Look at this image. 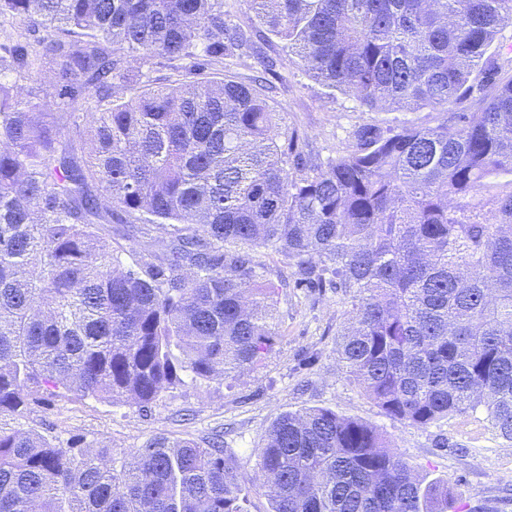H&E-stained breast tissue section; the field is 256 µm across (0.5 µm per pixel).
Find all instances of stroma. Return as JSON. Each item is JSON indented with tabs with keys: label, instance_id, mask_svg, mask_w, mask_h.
I'll return each instance as SVG.
<instances>
[{
	"label": "stroma",
	"instance_id": "stroma-1",
	"mask_svg": "<svg viewBox=\"0 0 512 512\" xmlns=\"http://www.w3.org/2000/svg\"><path fill=\"white\" fill-rule=\"evenodd\" d=\"M263 50L275 62L268 79L278 110L320 157L353 150L355 133L365 125L434 121L427 110L367 111L353 97L309 78L280 45ZM112 243L126 267L140 253L164 255L169 245L152 224L113 225ZM250 254L264 279L281 286L279 335L263 366L233 380L186 382L162 392L145 411L119 401L60 395L20 415L0 414V428L33 430L60 444L75 440L91 453L108 448L117 462L155 436L190 439L203 447L219 436L225 453L250 476L257 450L280 414L323 407L376 426L415 470L446 480L455 512H512V443L497 438L478 414L423 427L386 416L346 381L337 363L336 332L345 306L335 290L293 287L287 256L264 248Z\"/></svg>",
	"mask_w": 512,
	"mask_h": 512
}]
</instances>
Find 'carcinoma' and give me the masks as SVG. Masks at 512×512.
I'll use <instances>...</instances> for the list:
<instances>
[{
	"label": "carcinoma",
	"mask_w": 512,
	"mask_h": 512,
	"mask_svg": "<svg viewBox=\"0 0 512 512\" xmlns=\"http://www.w3.org/2000/svg\"><path fill=\"white\" fill-rule=\"evenodd\" d=\"M250 2L315 82L442 116L322 159L267 95L269 57L201 76L250 42L224 0H0V413L62 391L144 409L262 366L279 295L262 246L342 296L337 360L385 415L479 412L512 442V55L489 52L512 0ZM158 58L180 63L166 86ZM110 224L159 226L168 254L121 268ZM109 458L0 428V512H248L217 438ZM256 479L271 512H448V484L322 407L272 423Z\"/></svg>",
	"instance_id": "carcinoma-1"
}]
</instances>
